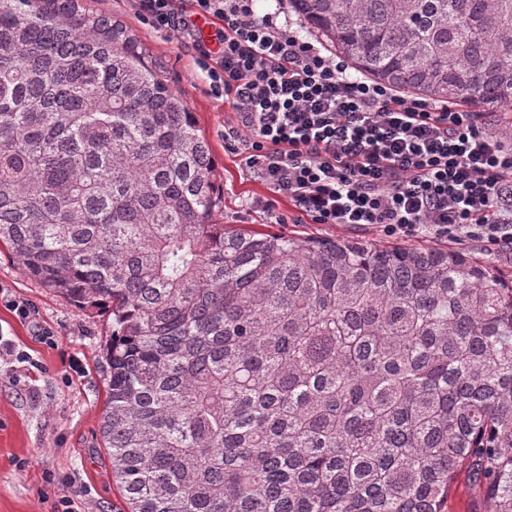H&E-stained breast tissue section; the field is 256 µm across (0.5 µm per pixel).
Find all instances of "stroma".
Instances as JSON below:
<instances>
[{"label":"stroma","mask_w":512,"mask_h":512,"mask_svg":"<svg viewBox=\"0 0 512 512\" xmlns=\"http://www.w3.org/2000/svg\"><path fill=\"white\" fill-rule=\"evenodd\" d=\"M89 12L121 21L137 37L169 85L193 112L215 162L223 204L215 223L230 229L284 233L307 238L362 239L376 245L449 247L448 239L424 235L388 236L370 226L272 224L256 209L271 192L246 173L239 156L224 144V123L232 114L197 63L194 41L157 30L134 0H78ZM30 306L22 318L13 306ZM112 320L49 293L0 250V337L13 346L0 359V512H51L61 496L78 494L80 512H126L112 480L103 447L101 417L108 368L104 354ZM51 332L55 346L41 337ZM80 371H73V363ZM70 476L71 484H49L46 473Z\"/></svg>","instance_id":"1"}]
</instances>
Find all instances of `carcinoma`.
Masks as SVG:
<instances>
[{"label": "carcinoma", "instance_id": "cac0c4a2", "mask_svg": "<svg viewBox=\"0 0 512 512\" xmlns=\"http://www.w3.org/2000/svg\"><path fill=\"white\" fill-rule=\"evenodd\" d=\"M0 0V244L108 308L129 512H512V277L453 249L212 222L193 113L126 26ZM403 96L512 112V0H287ZM488 505L472 489L466 473H460L448 499V512H483Z\"/></svg>", "mask_w": 512, "mask_h": 512}]
</instances>
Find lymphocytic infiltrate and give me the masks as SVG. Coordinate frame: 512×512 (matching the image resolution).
<instances>
[{
    "mask_svg": "<svg viewBox=\"0 0 512 512\" xmlns=\"http://www.w3.org/2000/svg\"><path fill=\"white\" fill-rule=\"evenodd\" d=\"M255 0H137L162 31L223 25L198 61L233 117L224 142L269 186L260 207L281 223L275 197L315 224L371 225L391 235L463 234L512 248V129L478 112L405 100L323 54Z\"/></svg>",
    "mask_w": 512,
    "mask_h": 512,
    "instance_id": "lymphocytic-infiltrate-1",
    "label": "lymphocytic infiltrate"
}]
</instances>
